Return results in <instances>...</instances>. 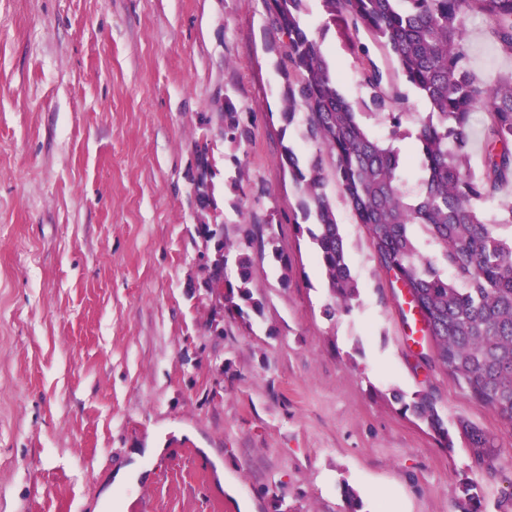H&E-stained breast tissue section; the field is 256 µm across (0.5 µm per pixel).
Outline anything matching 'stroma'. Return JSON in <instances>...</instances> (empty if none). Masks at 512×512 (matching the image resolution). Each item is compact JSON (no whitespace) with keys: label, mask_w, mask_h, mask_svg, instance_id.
I'll use <instances>...</instances> for the list:
<instances>
[{"label":"stroma","mask_w":512,"mask_h":512,"mask_svg":"<svg viewBox=\"0 0 512 512\" xmlns=\"http://www.w3.org/2000/svg\"><path fill=\"white\" fill-rule=\"evenodd\" d=\"M350 101L357 61L324 32ZM474 71L512 70L486 24L467 21ZM264 0H0V512H240L206 455L253 512H461L473 481L485 512L512 494V426L425 364L334 180L359 296L335 304L283 159L315 149L287 122L290 70ZM235 108L248 134L226 140ZM207 139L213 203L195 190ZM237 244L254 228L250 290L228 313L203 286L209 213ZM431 393L447 422L495 436L496 477L463 440L445 448L403 411ZM147 477L100 504L137 448Z\"/></svg>","instance_id":"35a3bbf8"}]
</instances>
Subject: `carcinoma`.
Instances as JSON below:
<instances>
[{"instance_id":"obj_1","label":"carcinoma","mask_w":512,"mask_h":512,"mask_svg":"<svg viewBox=\"0 0 512 512\" xmlns=\"http://www.w3.org/2000/svg\"><path fill=\"white\" fill-rule=\"evenodd\" d=\"M268 20L287 37L285 55L293 78L284 90L288 123L300 121L316 147L301 163L285 150L288 168L299 183L303 219L317 248L337 310L347 312L359 294L348 264L341 225L325 192L324 161L356 223L369 235L377 267L390 285L408 289L419 306L423 337L433 347V361L449 372L471 397L512 425V201L500 200L512 185V74L486 82L470 63L466 20L486 19L499 55L512 58V0H320L325 27L334 28L359 62L362 95L356 103L340 92L336 73L322 42L309 33L306 0H265ZM367 38L396 63L392 76L369 55ZM427 105L408 112L409 92ZM481 121L480 167L471 165L469 145L475 114ZM374 118L382 133L363 121ZM244 135L239 113L224 112V138ZM412 140L410 153L394 143ZM200 181L211 188L213 165L206 142L195 145ZM415 169L417 187L406 182ZM436 253L422 252L419 235ZM223 260L214 263L211 280L223 283L228 309L241 300L256 310L260 300L249 289L251 259L237 247L239 280L220 278L230 246L216 237ZM424 420L448 448L453 438L436 399L418 394L403 404ZM458 432L473 461L492 474L499 457L494 439L465 418ZM464 512H483L475 486H461Z\"/></svg>"}]
</instances>
